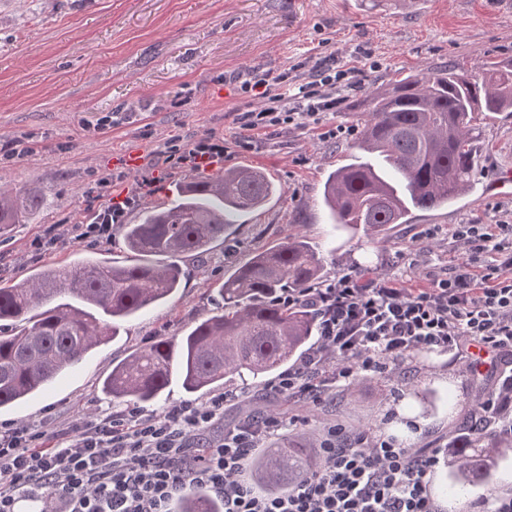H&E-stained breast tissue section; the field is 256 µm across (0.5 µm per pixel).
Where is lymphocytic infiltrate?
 Here are the masks:
<instances>
[{
	"instance_id": "f902f5d3",
	"label": "lymphocytic infiltrate",
	"mask_w": 512,
	"mask_h": 512,
	"mask_svg": "<svg viewBox=\"0 0 512 512\" xmlns=\"http://www.w3.org/2000/svg\"><path fill=\"white\" fill-rule=\"evenodd\" d=\"M345 76L317 65L310 81L292 89L269 74L243 81L242 91L262 105L236 112L234 121L247 133L319 121L335 110L334 89ZM164 151L179 167L211 166L223 161L224 142L204 135L183 146L173 137ZM125 207L109 201L85 223L64 230L52 225L45 244L67 237L90 245L110 240ZM453 235L465 254L430 287L413 290L343 273L280 295V303L306 305L318 332L311 351L281 373L271 391L318 405L331 386L384 372L388 362L412 353L459 356L474 347L512 352V224H460ZM239 399L231 391L201 406H170L161 415L130 406L77 423L66 445L51 448L42 433L0 426V512H17L22 497L44 502V512H171L192 485L206 488L223 512H445L430 489L443 449L412 448L337 425L328 429L310 476L280 495L258 492L245 475V462L283 426V418L267 415L202 448L188 443ZM482 411L475 434L512 437V371L500 374Z\"/></svg>"
}]
</instances>
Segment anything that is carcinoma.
Returning <instances> with one entry per match:
<instances>
[{
    "label": "carcinoma",
    "instance_id": "cac0c4a2",
    "mask_svg": "<svg viewBox=\"0 0 512 512\" xmlns=\"http://www.w3.org/2000/svg\"><path fill=\"white\" fill-rule=\"evenodd\" d=\"M512 112V61L468 70L448 64L411 74L370 98L359 117V160L329 174L323 198L336 228L385 235L416 211L437 209L473 186L474 127L483 113ZM278 193L261 169L234 167L173 185L171 205L144 211L122 225L127 250L146 261L122 265L87 251L67 268L44 264L26 278L0 279V408L50 384L89 351L116 336L120 322L164 304L180 288L178 261L229 239L237 218ZM39 211L26 188L0 187V238ZM324 257L302 236L256 252L217 286L220 310L180 336L162 338L112 367L101 392L114 401L151 405L172 380L195 394L226 377L264 380L310 348L315 316L275 298L324 280ZM495 447L463 444L449 463L457 495L496 483ZM315 468L307 448L283 437L253 455L249 478L277 495ZM193 486L173 512H222Z\"/></svg>",
    "mask_w": 512,
    "mask_h": 512
}]
</instances>
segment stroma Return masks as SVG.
Instances as JSON below:
<instances>
[{"label": "stroma", "instance_id": "obj_1", "mask_svg": "<svg viewBox=\"0 0 512 512\" xmlns=\"http://www.w3.org/2000/svg\"><path fill=\"white\" fill-rule=\"evenodd\" d=\"M331 55L351 82L337 88L336 111L318 125L242 139L233 114L258 100L241 93V82L271 72L301 84ZM486 60H512V7L504 0H0V145H36L0 162V186H30L42 197L37 219L0 243L1 279L80 261L82 244L38 253L34 242L50 225L84 221L95 205L84 190L95 179L111 178L113 199L137 198L127 223L167 204L168 183L188 176L161 153L173 135L221 138L225 167L263 169L280 188L239 220L232 245L218 242L208 254L181 259L182 286L165 305L128 322L36 398L0 410V425L33 427L62 446L73 422L124 410L101 392L113 365L216 311L213 282L294 235L325 253L331 278L352 271L423 288L444 276L464 253L451 238L454 225L512 221V195L490 190L512 169V112L477 120L474 187L451 206L393 225L385 239L335 229L323 186L356 156L353 115L373 92L423 68ZM109 112L116 115L111 128L98 129ZM327 127L339 136L324 137ZM145 167L157 176L148 192L139 187ZM471 386L466 359L409 355L364 376L355 392L337 389L326 405L290 398L281 432L318 443L339 425L443 447L470 432Z\"/></svg>", "mask_w": 512, "mask_h": 512}]
</instances>
